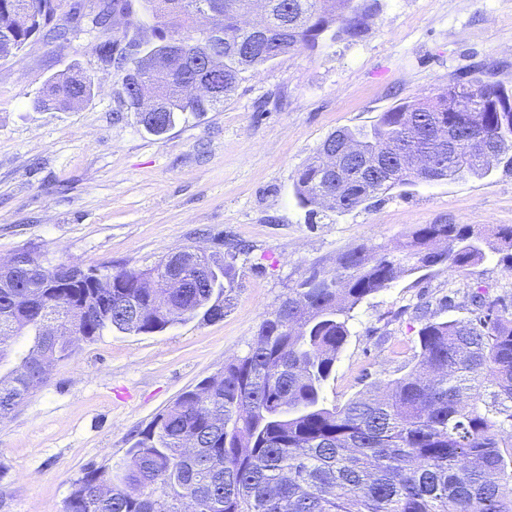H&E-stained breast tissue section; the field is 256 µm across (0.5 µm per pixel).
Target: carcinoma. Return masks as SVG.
Here are the masks:
<instances>
[{"label": "carcinoma", "instance_id": "1", "mask_svg": "<svg viewBox=\"0 0 512 512\" xmlns=\"http://www.w3.org/2000/svg\"><path fill=\"white\" fill-rule=\"evenodd\" d=\"M267 35L242 25L254 7ZM59 0H0V59L40 35L72 34L52 24ZM218 13L214 28L194 26L195 12ZM157 43L140 54L131 40L117 64L127 108L148 132L161 135L176 119L224 104L243 74L298 51L313 52L362 35L371 17L358 0H143ZM129 0H108L91 19L105 28ZM138 77L153 90L143 112L128 87ZM206 79L214 94L189 97L186 85ZM86 75L54 77L35 106L68 111L88 101ZM455 130L459 152H436V127ZM346 138L390 168L371 176L355 166L332 170L323 160ZM489 140L498 163L512 170V88L456 79L435 96L402 102L369 126L331 133L294 179L299 204L317 214L329 192L350 212L396 186L427 181L406 164L413 153L435 152L436 180L483 176L490 164L468 150ZM491 249L512 259V225L488 233L468 225L424 224L390 249L358 245L331 271L314 269L261 323L247 352L182 392L135 435L118 472L89 466L73 484L64 512H512V306L471 296L473 317L427 322L419 330L418 361L382 391L327 405L324 387L350 336L351 312L366 297L405 274L444 266L452 272L483 260ZM22 265L0 274V363L11 341L30 338L18 365L0 374V420L45 386L50 367L68 358L64 336H46L55 322L85 339L106 329L162 332L199 312L224 314L212 302L235 284L234 262L203 254L184 261L183 288L167 287L172 268L162 259L141 270L84 271L77 264ZM492 391L487 393L485 388Z\"/></svg>", "mask_w": 512, "mask_h": 512}]
</instances>
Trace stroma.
<instances>
[{
  "instance_id": "stroma-1",
  "label": "stroma",
  "mask_w": 512,
  "mask_h": 512,
  "mask_svg": "<svg viewBox=\"0 0 512 512\" xmlns=\"http://www.w3.org/2000/svg\"><path fill=\"white\" fill-rule=\"evenodd\" d=\"M367 30L246 73L216 110L148 134L123 103L122 74L99 52L137 36L124 16L0 60V261L20 251L81 267L140 269L193 248L236 243L224 314L153 334L104 330L76 342L45 387L0 421V512H62L91 465L120 468L137 431L183 391L243 355L263 319L310 270L360 244L396 245L424 224L512 225V171L400 186L368 205L308 217L294 178L324 139L458 75L512 86V0H377ZM73 70L94 95L42 112L46 82ZM512 297L501 254L463 272L423 269L359 304L325 387L342 404L401 377L429 321L464 320L470 298Z\"/></svg>"
}]
</instances>
